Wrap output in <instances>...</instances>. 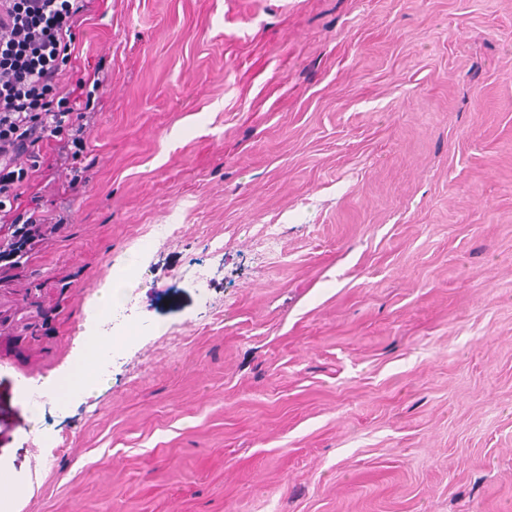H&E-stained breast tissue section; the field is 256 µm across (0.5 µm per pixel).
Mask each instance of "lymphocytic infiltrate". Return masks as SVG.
<instances>
[{"label":"lymphocytic infiltrate","instance_id":"obj_1","mask_svg":"<svg viewBox=\"0 0 512 512\" xmlns=\"http://www.w3.org/2000/svg\"><path fill=\"white\" fill-rule=\"evenodd\" d=\"M93 0H0V223L15 228L0 258L39 236L48 219L39 204L19 205L22 184L35 182L44 146L55 142L70 170L85 149L89 80L62 68L72 29ZM29 168L17 167L19 157Z\"/></svg>","mask_w":512,"mask_h":512}]
</instances>
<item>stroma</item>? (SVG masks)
I'll return each instance as SVG.
<instances>
[{
  "mask_svg": "<svg viewBox=\"0 0 512 512\" xmlns=\"http://www.w3.org/2000/svg\"><path fill=\"white\" fill-rule=\"evenodd\" d=\"M72 39L85 185L47 152L0 260L16 512H512V0H96ZM134 261L144 329L33 416Z\"/></svg>",
  "mask_w": 512,
  "mask_h": 512,
  "instance_id": "35a3bbf8",
  "label": "stroma"
}]
</instances>
